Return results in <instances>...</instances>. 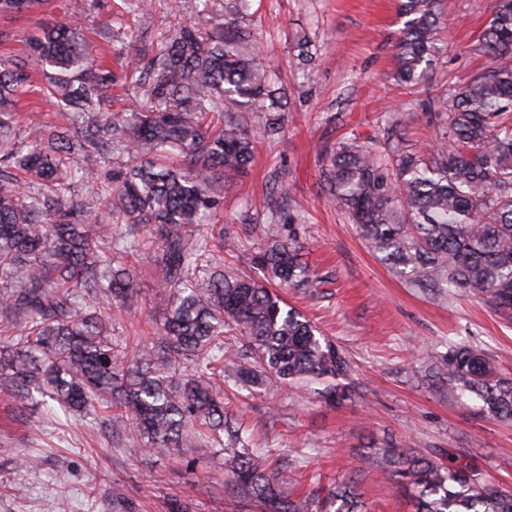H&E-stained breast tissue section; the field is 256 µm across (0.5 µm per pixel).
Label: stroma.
<instances>
[{
	"label": "stroma",
	"mask_w": 512,
	"mask_h": 512,
	"mask_svg": "<svg viewBox=\"0 0 512 512\" xmlns=\"http://www.w3.org/2000/svg\"><path fill=\"white\" fill-rule=\"evenodd\" d=\"M170 2L156 0L137 18L121 0H47L21 16L0 15V57L29 54L32 35L70 14L112 80L105 108L115 111L157 50ZM399 2L253 0L250 28L289 80L286 127L275 140L257 136L251 166L219 186L223 208L216 218L240 244L238 252L220 255L228 276L260 275L251 257L261 241L247 236L246 225L274 224L297 235L321 284L281 295L339 346L351 364L342 383L354 393L332 404L314 389L272 381L230 396V412L269 455L280 480L322 496L354 479L370 512H410L396 484L360 457L361 449L382 441L416 445L440 463L457 460L512 490V421L485 416L476 402L425 376L431 358L460 341L479 345L512 376V324L463 294L437 298L411 287L329 204L322 181L321 157L346 133L380 138L391 129L413 151L425 150L451 108L439 91L458 90L486 70L478 37L490 0H440L443 51L427 86L410 92L389 80L402 25ZM299 36L313 51L301 78L289 49ZM161 318V310L141 303L115 311L112 341L139 336L152 345ZM25 457L39 459V466H23ZM226 478L223 452L201 459L190 447L160 452L128 435L108 436L100 416L69 419L50 414L40 396L0 391V512H57L62 498L69 512H118L114 488L129 512H169L177 500L189 512H224Z\"/></svg>",
	"instance_id": "obj_1"
}]
</instances>
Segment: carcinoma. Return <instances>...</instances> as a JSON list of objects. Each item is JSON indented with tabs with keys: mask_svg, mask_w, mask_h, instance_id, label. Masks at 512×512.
Returning a JSON list of instances; mask_svg holds the SVG:
<instances>
[{
	"mask_svg": "<svg viewBox=\"0 0 512 512\" xmlns=\"http://www.w3.org/2000/svg\"><path fill=\"white\" fill-rule=\"evenodd\" d=\"M251 0H195L179 18L120 112H101L105 78L65 16L41 29L27 58L0 59V389L36 392L71 416L95 410L111 429L160 451L193 442L224 451L231 498L256 512H362L355 487L323 498L276 481L224 410V385L272 379L323 386L347 370L336 344L271 288L315 287L296 237L269 235L254 257L263 280L227 278L214 253L234 251L214 223L218 180L250 164L254 142L227 111L240 105L265 134L282 129V96L260 43L241 28ZM43 0H0L21 14ZM393 78L406 90L426 81L438 43V0H401ZM479 50L489 70L455 92L447 126L422 156L398 143L343 137L322 159L330 200L368 247L419 288L461 291L512 321V0H492ZM47 65L39 94L65 123L30 121L17 139L20 97L32 65ZM119 152L111 204L73 203L75 179H93ZM161 253L163 311L152 347L134 336L112 347V305L136 298L139 256ZM433 369L489 416L512 419V377L470 342L448 345ZM368 464L406 494L412 512H512V491L465 464L441 465L411 447L374 446Z\"/></svg>",
	"mask_w": 512,
	"mask_h": 512,
	"instance_id": "obj_1",
	"label": "carcinoma"
}]
</instances>
